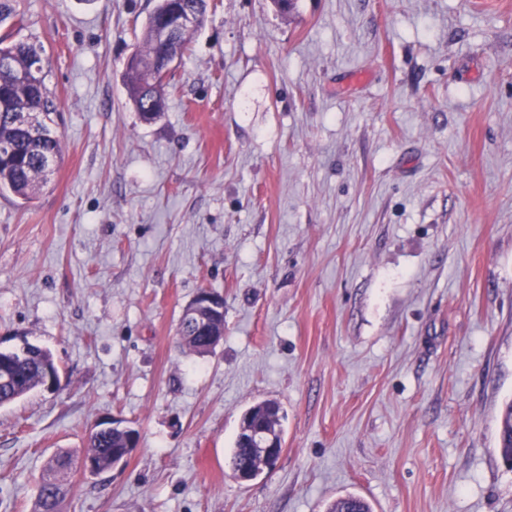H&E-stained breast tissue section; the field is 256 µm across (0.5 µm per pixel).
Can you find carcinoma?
Wrapping results in <instances>:
<instances>
[{"label": "carcinoma", "instance_id": "obj_1", "mask_svg": "<svg viewBox=\"0 0 512 512\" xmlns=\"http://www.w3.org/2000/svg\"><path fill=\"white\" fill-rule=\"evenodd\" d=\"M162 9L159 4L149 15L140 45L135 50L136 62L126 66L123 74L128 99L146 121L155 119L165 110L170 88L174 87L169 78L155 85L147 83V76L162 52ZM42 52V46L35 41L8 43L6 37L0 36V61L11 66L8 71L0 68V144L5 143L12 149L10 154L0 158V194H11L26 203L50 183L61 159L60 140L52 128L57 105L45 83ZM19 112L39 114L35 131H24L16 125L14 117ZM177 335L180 345L189 352L206 354L207 336L183 317L179 320ZM13 370L17 380L9 388H0V408L44 388L47 376L59 374L52 353L33 344L27 345V356L16 358ZM281 419L280 407L274 402L257 403L245 412V422L250 427L263 424L279 427ZM128 442V431L115 429L89 438L86 448L79 454L70 450L58 452L48 463L39 483L34 512H62L71 474L83 469L88 460L94 463L89 472L91 476L111 471ZM498 450L504 462L512 463V399L505 402L501 413ZM263 452L249 436L238 433L231 448L234 473L255 478L266 467ZM328 512H372V509L363 498L348 495L334 501Z\"/></svg>", "mask_w": 512, "mask_h": 512}]
</instances>
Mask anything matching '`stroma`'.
<instances>
[{"mask_svg": "<svg viewBox=\"0 0 512 512\" xmlns=\"http://www.w3.org/2000/svg\"><path fill=\"white\" fill-rule=\"evenodd\" d=\"M157 0H17L61 161L0 196V347L60 378L0 408V512L110 419L65 512H512V0H209L166 111L122 74ZM224 298L213 353L177 325ZM283 453L238 479L244 412ZM177 335L180 345L189 352L198 355L208 354V351L205 350L209 344L207 336L200 333L190 321H186L183 315L179 320ZM498 450L503 461L512 468V399L505 402L498 427ZM245 422L248 427H259L263 424L271 425L273 429L280 427L281 430V419L280 407L274 402H260L250 407L245 414Z\"/></svg>", "mask_w": 512, "mask_h": 512, "instance_id": "35a3bbf8", "label": "stroma"}]
</instances>
